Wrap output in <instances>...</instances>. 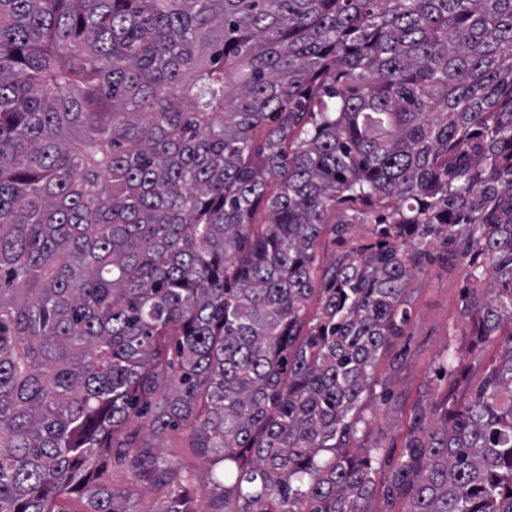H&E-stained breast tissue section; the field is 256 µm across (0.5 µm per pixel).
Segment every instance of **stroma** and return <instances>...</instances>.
Instances as JSON below:
<instances>
[{"instance_id": "35a3bbf8", "label": "stroma", "mask_w": 512, "mask_h": 512, "mask_svg": "<svg viewBox=\"0 0 512 512\" xmlns=\"http://www.w3.org/2000/svg\"><path fill=\"white\" fill-rule=\"evenodd\" d=\"M372 232L369 224L351 225L342 238L324 231L316 247L318 274H325L339 255L371 240ZM464 285L461 266L440 263L425 265L412 280L407 290L410 319L401 336L393 338L376 360L373 372L377 384L364 396V414L371 421L367 443L400 454L412 406L423 397L426 386L445 387L437 375V363L446 350L458 351L472 388L482 380L484 366L497 356L496 344L489 342L475 349L469 344L461 314ZM162 445L164 456L175 468L205 474L207 461L185 430H170ZM101 465L110 486L125 491L126 512H159L166 489L148 487L133 478L119 455L103 457Z\"/></svg>"}]
</instances>
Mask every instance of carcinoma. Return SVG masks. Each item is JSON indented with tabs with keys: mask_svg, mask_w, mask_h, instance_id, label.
Here are the masks:
<instances>
[{
	"mask_svg": "<svg viewBox=\"0 0 512 512\" xmlns=\"http://www.w3.org/2000/svg\"><path fill=\"white\" fill-rule=\"evenodd\" d=\"M457 261L501 355L380 480L372 367ZM114 448L160 512H512V0H0V512H126ZM372 232V224H352L347 235L342 239L333 234L330 227H328L320 237L316 247L318 276L316 284L320 283L321 276L326 273L339 255L361 243L371 240L374 237ZM163 455L175 468L190 471L198 476L206 472L208 466L206 459L199 448H192L193 442L188 433L182 428L170 430L162 441Z\"/></svg>",
	"mask_w": 512,
	"mask_h": 512,
	"instance_id": "carcinoma-1",
	"label": "carcinoma"
}]
</instances>
